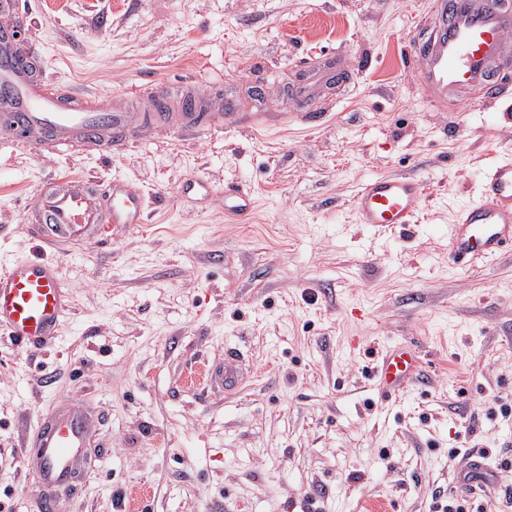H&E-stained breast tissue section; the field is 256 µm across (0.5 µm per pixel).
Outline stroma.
<instances>
[{"mask_svg": "<svg viewBox=\"0 0 512 512\" xmlns=\"http://www.w3.org/2000/svg\"><path fill=\"white\" fill-rule=\"evenodd\" d=\"M15 2L27 52L72 107L121 95L142 112L159 84L268 126L149 130L117 155L0 148V265L30 254V208L57 175L124 179L150 202L146 223L56 252L69 298L52 344L0 336V512H34L18 451L61 401L100 424L82 493L58 512H434L435 493L512 512V252L448 263L449 224L512 151V97L428 101L408 47L433 29V0ZM339 50L349 78L307 123L295 91ZM385 174L418 175L427 194L388 238L351 207ZM196 177L215 195L180 198ZM228 181L252 190L249 223L225 219ZM408 342L429 384L382 401L374 355ZM228 345L252 374L219 395L200 371ZM490 93L478 100H459L456 103V111L458 112H471L474 110H479L484 106H487L492 101L497 100L507 94H509L510 89L506 85L498 84L496 87L490 88Z\"/></svg>", "mask_w": 512, "mask_h": 512, "instance_id": "stroma-1", "label": "stroma"}]
</instances>
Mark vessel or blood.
Returning <instances> with one entry per match:
<instances>
[{
  "mask_svg": "<svg viewBox=\"0 0 512 512\" xmlns=\"http://www.w3.org/2000/svg\"><path fill=\"white\" fill-rule=\"evenodd\" d=\"M439 28L428 39L411 44L430 99L447 103L450 92L489 88L488 96L461 100L457 111L481 109L507 94L505 85L489 87L490 68L500 61L512 39V0H434ZM9 92L16 109L0 114V142L36 145L53 142L65 148L80 141L123 151L154 123L179 135L215 127L249 129L256 121L243 112H201L189 101L180 112H161L162 98L152 94L151 111L134 112L121 100L106 98L94 107L68 109L66 91L49 79H36L0 61V89ZM423 182L415 176L377 175L366 179L352 199L357 223L378 234L414 223L424 208ZM144 192L115 178L101 182L85 177H57L44 186L30 210V239L35 255L0 267V335L19 345L44 346L62 325L67 290L55 263L39 251L53 243L79 244L100 240L107 233L146 221ZM255 198L245 184L224 185V212L237 222L250 220ZM448 250L465 268L512 250V154L485 170L477 201L456 213L448 227ZM370 375L384 398L400 396L411 384H426L422 354L414 345L385 348ZM246 379L245 361L234 347L224 349V361L206 371V385L233 393ZM96 420L80 404L57 403L39 418L32 438L20 455L35 477V512H56L59 495H77L79 482L92 464L89 454Z\"/></svg>",
  "mask_w": 512,
  "mask_h": 512,
  "instance_id": "1",
  "label": "vessel or blood"
}]
</instances>
